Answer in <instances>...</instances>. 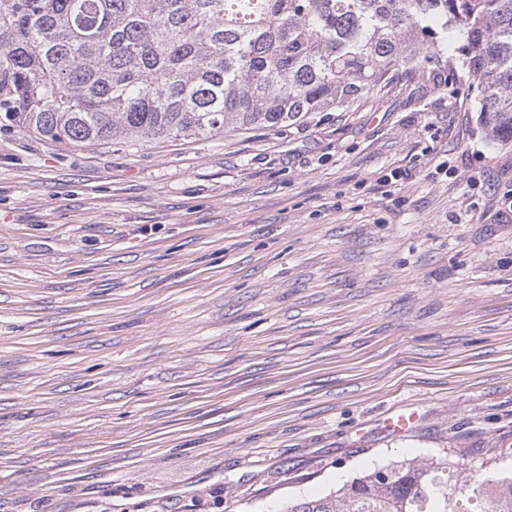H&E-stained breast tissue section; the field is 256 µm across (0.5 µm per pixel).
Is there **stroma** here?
Masks as SVG:
<instances>
[{
	"mask_svg": "<svg viewBox=\"0 0 512 512\" xmlns=\"http://www.w3.org/2000/svg\"><path fill=\"white\" fill-rule=\"evenodd\" d=\"M457 56L278 130H1L0 512H282L512 458V147Z\"/></svg>",
	"mask_w": 512,
	"mask_h": 512,
	"instance_id": "35a3bbf8",
	"label": "stroma"
}]
</instances>
